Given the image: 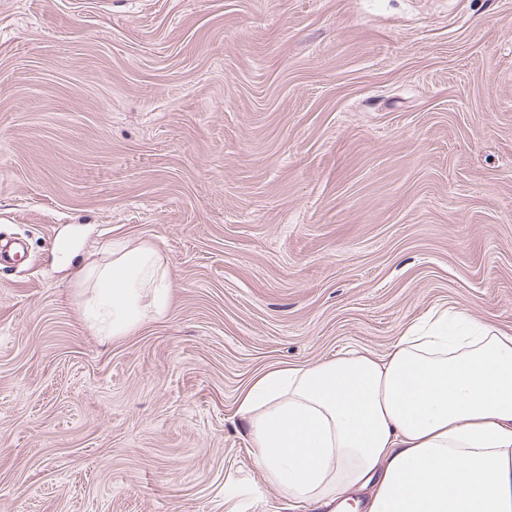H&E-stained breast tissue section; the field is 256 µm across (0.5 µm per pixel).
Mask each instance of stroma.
Listing matches in <instances>:
<instances>
[{"mask_svg":"<svg viewBox=\"0 0 512 512\" xmlns=\"http://www.w3.org/2000/svg\"><path fill=\"white\" fill-rule=\"evenodd\" d=\"M0 512H284L234 416L435 310L512 332V0H0ZM154 245L100 344L78 264ZM112 259L91 263L79 274L91 288L82 315L102 343L128 336L147 318H160L168 308V276L158 250L151 244L112 245Z\"/></svg>","mask_w":512,"mask_h":512,"instance_id":"1","label":"stroma"}]
</instances>
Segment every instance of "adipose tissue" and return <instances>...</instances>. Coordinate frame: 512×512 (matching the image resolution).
Masks as SVG:
<instances>
[{
    "label": "adipose tissue",
    "mask_w": 512,
    "mask_h": 512,
    "mask_svg": "<svg viewBox=\"0 0 512 512\" xmlns=\"http://www.w3.org/2000/svg\"><path fill=\"white\" fill-rule=\"evenodd\" d=\"M111 255L79 275L104 343L169 302L153 245ZM235 415L267 480L311 512H512V334L462 312H433L381 354L259 374Z\"/></svg>",
    "instance_id": "ef3b65f1"
}]
</instances>
